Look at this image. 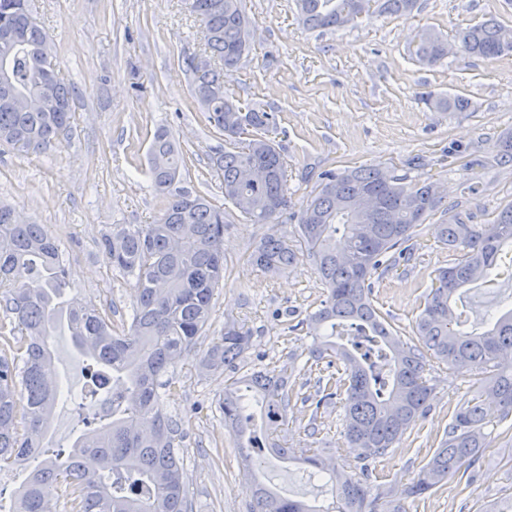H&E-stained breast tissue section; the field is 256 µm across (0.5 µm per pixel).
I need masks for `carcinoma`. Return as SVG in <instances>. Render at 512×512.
Listing matches in <instances>:
<instances>
[{
    "mask_svg": "<svg viewBox=\"0 0 512 512\" xmlns=\"http://www.w3.org/2000/svg\"><path fill=\"white\" fill-rule=\"evenodd\" d=\"M378 3L381 12H409L417 0H296L302 23L335 29L351 23ZM32 0H0V146L41 153L61 142L71 128L75 86L56 72L54 45L33 16ZM200 23L204 48L186 59L197 74L203 57L213 66L207 81L196 79L195 97L206 121L224 136L226 148L212 158V169L230 203L252 224L270 226L250 261L267 276L279 275L303 256L314 264L325 288L321 307L307 326L319 337L315 362L337 359L344 370L318 379L335 395L344 392L345 444L367 459L385 455L427 410L432 388L424 377L427 359L461 372L492 369L490 382L468 393L444 438L404 494L416 497L448 482L463 465L479 458L492 430L483 405L497 402L512 416V308L493 315L485 330H464L451 301L463 288L485 283L504 267L512 281V203L487 224H470L455 214L434 225L438 240L455 253L437 270L410 344L371 301L372 277L403 254L414 229L438 210L441 197L431 182L411 185L407 177L380 166L354 167L321 174L297 215V243L278 234V218L288 208L286 162L270 133L275 114L244 110L224 94V72L250 51L249 19L242 0H189ZM461 51L486 59L512 53V26L495 19L460 35ZM448 55V44L425 30L418 59L434 65ZM185 168L183 151L166 131L150 146V174L165 197L150 224H114L99 241L112 269L135 279L131 322L120 330L91 302L65 298L67 271L57 238L44 224H25L0 205V467L34 458L40 465L14 492L16 512H55L43 485L78 480L67 491L70 512H193L178 448L182 421L158 408L160 379L205 335L213 299L224 287L226 213L208 198L173 194ZM66 320L76 346L93 361L88 398L112 391V412L99 426L81 432L65 459H51L43 447L57 384L44 375L51 360L48 337ZM252 332L224 324L200 360L204 371L221 370L251 346ZM260 403L264 440L270 451L329 476L332 503L311 506L284 498L250 473L254 499L250 512H405L400 499L382 501L366 482L345 469L330 467L316 431L297 456L281 436L288 423L291 396L286 369H262L224 385L220 402L224 429L238 441L244 466L258 438L251 428V401ZM86 456L98 469L84 468Z\"/></svg>",
    "mask_w": 512,
    "mask_h": 512,
    "instance_id": "1",
    "label": "carcinoma"
}]
</instances>
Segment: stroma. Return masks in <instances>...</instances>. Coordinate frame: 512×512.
I'll return each mask as SVG.
<instances>
[{
    "instance_id": "35a3bbf8",
    "label": "stroma",
    "mask_w": 512,
    "mask_h": 512,
    "mask_svg": "<svg viewBox=\"0 0 512 512\" xmlns=\"http://www.w3.org/2000/svg\"><path fill=\"white\" fill-rule=\"evenodd\" d=\"M251 18V52L224 74V92L243 108L277 115L276 144L288 165L289 205L279 232L295 237L297 214L327 168L381 165L410 180H431L442 203L417 227L409 252L372 283V299L405 341L437 269L452 254L434 227L462 209L471 223L492 220L512 202V162L500 163L503 136L512 132V54L489 60L449 53L434 66L420 64L415 49L431 28L456 45L461 30L488 19L512 25V0H419L410 13L369 10L349 26L309 29L295 0H244ZM37 17L55 42L56 66L78 92L71 131L61 145L41 154L0 151V203L56 236L72 295L130 323L132 278L112 270L98 248L116 224H148L162 207L148 174L149 147L157 129L181 144L187 170L177 191L223 204L209 157L224 139L211 130L194 97L185 57L199 53L200 28L184 0H35ZM459 96L462 112H443L430 99ZM268 226L232 213L224 226V286L214 299L211 326L160 390L163 412L184 419L179 450L194 512H247L252 485L240 465L237 441L224 429L219 400L226 379L266 367L288 368L295 393L284 436L301 449L315 428L337 467L368 475L376 490L397 493L416 478L445 436L456 406L485 376L460 375L429 361L425 376L434 397L424 418L395 448L378 458L357 459L344 444L341 396L322 399L307 369L313 343L305 321L325 292L310 261L279 278L249 262ZM512 304V283L471 288L452 302L467 329L480 327ZM253 333L252 345L222 373L199 371L198 361L224 325ZM58 397L45 442L68 447L80 433L74 397L89 383L87 358L66 324L49 338ZM493 425L488 448L472 466L435 492L405 499L406 512H484L512 497V422L489 405ZM257 475L286 497L327 498L325 481L310 468L267 451H253Z\"/></svg>"
}]
</instances>
